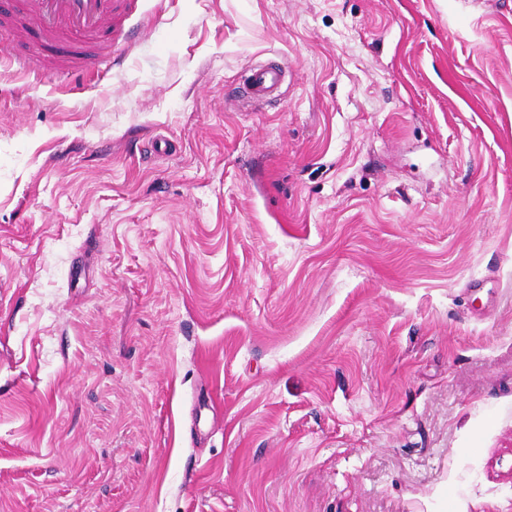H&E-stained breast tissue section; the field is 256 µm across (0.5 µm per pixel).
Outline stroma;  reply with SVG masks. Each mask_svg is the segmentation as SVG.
Masks as SVG:
<instances>
[{"label": "stroma", "mask_w": 512, "mask_h": 512, "mask_svg": "<svg viewBox=\"0 0 512 512\" xmlns=\"http://www.w3.org/2000/svg\"><path fill=\"white\" fill-rule=\"evenodd\" d=\"M126 26L0 57V512H512V0ZM280 82L281 71L278 68H256L248 77L246 93L253 99L261 100L275 91Z\"/></svg>", "instance_id": "1"}]
</instances>
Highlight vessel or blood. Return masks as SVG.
<instances>
[{"instance_id": "1", "label": "vessel or blood", "mask_w": 512, "mask_h": 512, "mask_svg": "<svg viewBox=\"0 0 512 512\" xmlns=\"http://www.w3.org/2000/svg\"><path fill=\"white\" fill-rule=\"evenodd\" d=\"M125 18V0H0V29L34 40L30 53L12 58L19 68L33 73L49 57L61 73L81 79L88 75V63L111 65L109 34ZM280 82L279 69L257 68L248 77L246 92L260 100Z\"/></svg>"}]
</instances>
